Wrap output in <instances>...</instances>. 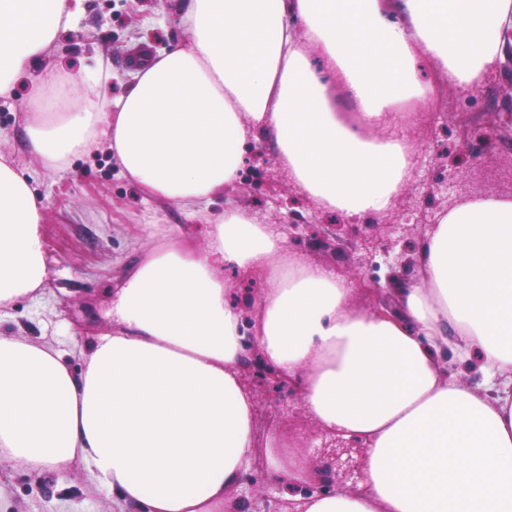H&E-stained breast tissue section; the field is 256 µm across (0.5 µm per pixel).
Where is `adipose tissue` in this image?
Returning <instances> with one entry per match:
<instances>
[{
	"instance_id": "1",
	"label": "adipose tissue",
	"mask_w": 512,
	"mask_h": 512,
	"mask_svg": "<svg viewBox=\"0 0 512 512\" xmlns=\"http://www.w3.org/2000/svg\"><path fill=\"white\" fill-rule=\"evenodd\" d=\"M76 0H0V97L30 81L27 145L49 170L107 149L146 199L206 226V243L148 232L112 299V333L82 372L66 350L0 336V457L32 474L71 464L141 512H223L255 460L251 356L295 381L327 433L362 441L357 488L319 487L280 436L266 464L297 512H512V196H466L440 214L420 276L395 312L351 306L353 288L231 204L245 148L271 137L303 194L357 219L405 186L411 153L391 129L434 91L421 65L471 91L512 58V0H189L184 45L136 56L126 92L99 100L104 62L42 68ZM228 200L223 212L215 198ZM43 205L0 155V307L48 276ZM259 280L245 308L225 267ZM478 360L485 386L450 375Z\"/></svg>"
}]
</instances>
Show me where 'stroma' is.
I'll use <instances>...</instances> for the list:
<instances>
[{
  "mask_svg": "<svg viewBox=\"0 0 512 512\" xmlns=\"http://www.w3.org/2000/svg\"><path fill=\"white\" fill-rule=\"evenodd\" d=\"M185 7V0H82L79 20L62 34V51L51 65L74 73L94 57H105L112 70L107 94L116 97L131 80L133 54L144 47L161 53L184 41ZM509 78L511 65L488 74L467 98L448 83L438 85L448 125L415 128L412 181L383 212L351 220L319 208L295 187L274 142L264 137L249 144L234 202L257 223L286 231L289 252L353 282L355 309H374L379 296L370 288L372 279L412 281L427 230L457 199L512 195V111L497 97ZM28 106V85L21 78L12 96L0 97V153L18 163L44 205L40 235L49 276L39 297L21 298L0 313V336L65 342L78 371L95 336L112 330V292L139 250L145 227L184 231L201 245L205 227L175 206L145 201L106 151L73 158L61 173L45 169L25 149ZM478 128L490 133V140L468 145ZM293 224L302 225V232H290ZM240 375L253 397L260 435L287 430L312 453L328 443L289 380L256 361L242 366ZM232 507L233 512H295L277 474L261 463L242 474ZM0 512L136 510L101 492L80 466H72L60 484L7 460L0 464Z\"/></svg>",
  "mask_w": 512,
  "mask_h": 512,
  "instance_id": "35a3bbf8",
  "label": "stroma"
}]
</instances>
